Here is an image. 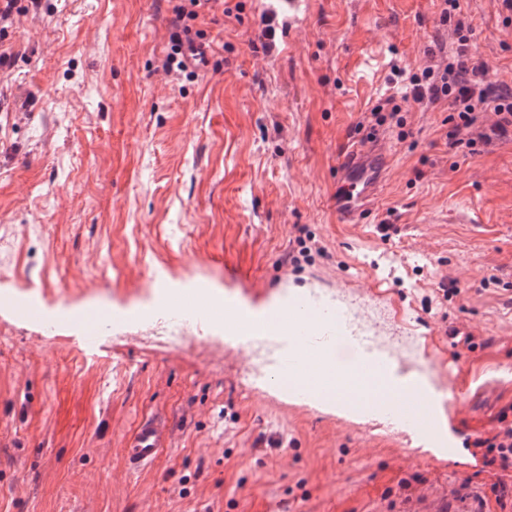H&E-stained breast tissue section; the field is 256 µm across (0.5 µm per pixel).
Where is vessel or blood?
Segmentation results:
<instances>
[{"label":"vessel or blood","instance_id":"vessel-or-blood-1","mask_svg":"<svg viewBox=\"0 0 512 512\" xmlns=\"http://www.w3.org/2000/svg\"><path fill=\"white\" fill-rule=\"evenodd\" d=\"M382 162L376 156H364L357 149L345 150L336 165L337 219L345 224L359 223L364 211L360 203L379 187ZM199 287L169 292L168 301L184 313H204L223 323L226 330L241 336H265L269 339L271 360L268 372L274 385L295 379L297 388L335 392L337 398L350 397L352 390L338 374L327 372L320 358L322 344L337 339L356 350L357 368L374 376L379 387L366 395L362 415L375 420L395 421L434 444L441 456L452 454V447L433 428L434 402L421 386L410 385L398 398L387 393L393 356L387 349L374 345L361 328L355 327L347 313L318 292L287 300L263 316L242 315L233 301L202 305ZM171 434L169 421L162 416L142 418L124 442L123 453L130 470L152 464L167 448Z\"/></svg>","mask_w":512,"mask_h":512}]
</instances>
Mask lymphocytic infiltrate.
<instances>
[{
	"label": "lymphocytic infiltrate",
	"mask_w": 512,
	"mask_h": 512,
	"mask_svg": "<svg viewBox=\"0 0 512 512\" xmlns=\"http://www.w3.org/2000/svg\"><path fill=\"white\" fill-rule=\"evenodd\" d=\"M220 0H179L173 5L175 15L170 36L168 66L187 70L190 61L201 60L203 45L197 44L190 23L198 19L202 9H211ZM440 26L452 28L457 36L455 47L448 52L426 49L428 59L421 72L412 74L403 98L419 104L448 105L443 136L454 149L476 153L478 146L492 142L494 137L512 130V87L491 82L488 69L473 44V26L460 10L459 0H447L439 15ZM401 98L387 97L364 113L355 127L363 140L373 141L385 126H404ZM493 111L496 120L484 125L481 116Z\"/></svg>",
	"instance_id": "f902f5d3"
}]
</instances>
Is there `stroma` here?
<instances>
[{
	"label": "stroma",
	"mask_w": 512,
	"mask_h": 512,
	"mask_svg": "<svg viewBox=\"0 0 512 512\" xmlns=\"http://www.w3.org/2000/svg\"><path fill=\"white\" fill-rule=\"evenodd\" d=\"M459 3L489 79L512 85L499 0ZM443 6L301 0L288 29L286 0H224L194 23L208 47L193 79L163 69L166 0L14 15L21 55L0 72V512H469L466 496L512 488L473 445L512 403V134L466 155L440 136L447 104L404 102V128L381 132L366 224L327 205L355 123L395 91L392 67L420 72L427 46L453 45ZM267 11L275 47L255 53ZM164 282L257 306L317 289L368 326H402L398 371L432 388L455 455L257 387L246 343L225 342L221 365L139 343L141 324L116 313L151 306ZM28 301L114 319L91 341L30 323ZM153 414L171 444L129 471L122 444Z\"/></svg>",
	"instance_id": "1"
}]
</instances>
